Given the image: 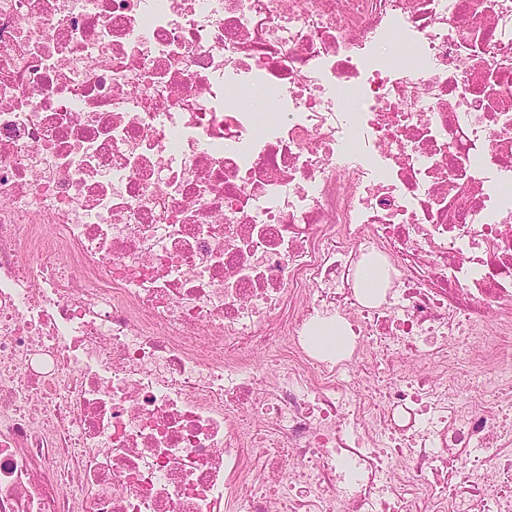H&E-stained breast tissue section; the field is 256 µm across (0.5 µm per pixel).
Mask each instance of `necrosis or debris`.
Listing matches in <instances>:
<instances>
[{
    "instance_id": "necrosis-or-debris-1",
    "label": "necrosis or debris",
    "mask_w": 512,
    "mask_h": 512,
    "mask_svg": "<svg viewBox=\"0 0 512 512\" xmlns=\"http://www.w3.org/2000/svg\"><path fill=\"white\" fill-rule=\"evenodd\" d=\"M486 328L512 0H0V512H512ZM386 284L387 271L380 264L370 263L358 272L356 288H363L366 294L375 295ZM305 336L307 345L316 354L339 360L350 351L354 336L340 318L321 320L313 324Z\"/></svg>"
}]
</instances>
